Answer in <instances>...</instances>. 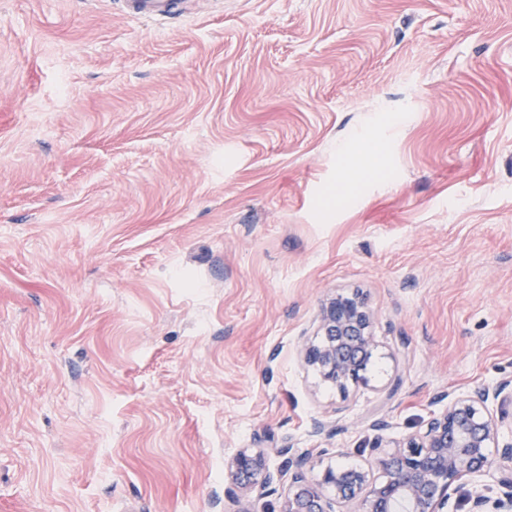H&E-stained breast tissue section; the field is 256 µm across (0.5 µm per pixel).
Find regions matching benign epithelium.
<instances>
[{
	"instance_id": "7a95c632",
	"label": "benign epithelium",
	"mask_w": 512,
	"mask_h": 512,
	"mask_svg": "<svg viewBox=\"0 0 512 512\" xmlns=\"http://www.w3.org/2000/svg\"><path fill=\"white\" fill-rule=\"evenodd\" d=\"M375 316L357 290L338 292L320 305L313 334L301 337L304 364L336 387L341 400L350 388L368 383L367 371L379 349ZM440 409L414 432L384 436L388 424H370L375 435L370 467L328 464L312 475L311 452L293 446L241 450L227 462L232 486L224 490V512H256L252 504L275 493L283 477L288 490L280 512H457L451 502L455 483L465 480L462 500L468 512H512V429L504 428L512 407V379L467 392L437 396ZM292 455L288 470L274 468L271 455ZM499 469L497 488L485 478Z\"/></svg>"
}]
</instances>
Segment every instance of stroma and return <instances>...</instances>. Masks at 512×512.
<instances>
[{
    "label": "stroma",
    "instance_id": "1",
    "mask_svg": "<svg viewBox=\"0 0 512 512\" xmlns=\"http://www.w3.org/2000/svg\"><path fill=\"white\" fill-rule=\"evenodd\" d=\"M353 289L340 407L297 345ZM510 376L512 0H0V512H224L239 450ZM126 13L141 18L174 17L185 11L179 0H124Z\"/></svg>",
    "mask_w": 512,
    "mask_h": 512
}]
</instances>
